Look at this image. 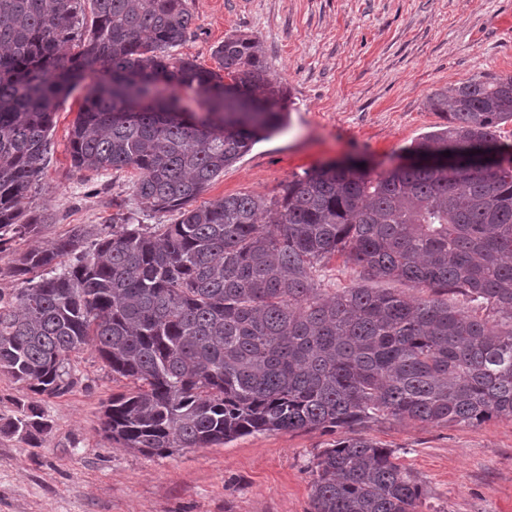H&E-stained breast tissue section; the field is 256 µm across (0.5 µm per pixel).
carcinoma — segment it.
<instances>
[{
	"label": "carcinoma",
	"instance_id": "cac0c4a2",
	"mask_svg": "<svg viewBox=\"0 0 512 512\" xmlns=\"http://www.w3.org/2000/svg\"><path fill=\"white\" fill-rule=\"evenodd\" d=\"M188 0H0V246L49 217L23 207L42 170L56 102L91 80L70 135L75 168H133L141 209L173 224L125 227L91 255L77 226L19 255L27 279L0 295V373L37 395L75 380L93 346L135 390L108 401L107 437L150 454L259 432L342 434L311 466L314 512H419L426 490L394 451L361 435L392 417L433 425L512 418V77L441 88L445 123L407 148L438 165L375 172L327 163L275 196L193 201L259 139L283 127L287 93L259 40L224 38L219 71L173 49L192 32ZM204 112L183 118L176 91ZM260 111L224 112L225 96ZM456 159L444 164V152ZM339 255L367 288L320 292ZM460 295L476 305L448 304ZM34 403L0 435L35 442Z\"/></svg>",
	"mask_w": 512,
	"mask_h": 512
}]
</instances>
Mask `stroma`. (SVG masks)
Instances as JSON below:
<instances>
[{"mask_svg":"<svg viewBox=\"0 0 512 512\" xmlns=\"http://www.w3.org/2000/svg\"><path fill=\"white\" fill-rule=\"evenodd\" d=\"M192 33L180 55L215 68L226 35L258 38L271 76L287 90V124L257 141L197 199L270 196L307 169L364 160L386 171L437 130L427 101L439 87L485 74L512 76V0H188ZM86 93L59 99L43 173L27 209L51 215L39 234L0 248V292L22 252L75 226L88 240L115 218L172 224L133 195L135 170L100 175L73 166L70 130ZM69 392L42 398L50 420L38 445L0 436V512H313L311 461L333 437L319 431L255 433L208 448L148 455L110 440L105 404L132 381L94 349L73 355ZM364 434L393 449L422 483L420 512H512V419L436 426L382 420Z\"/></svg>","mask_w":512,"mask_h":512,"instance_id":"stroma-1","label":"stroma"}]
</instances>
